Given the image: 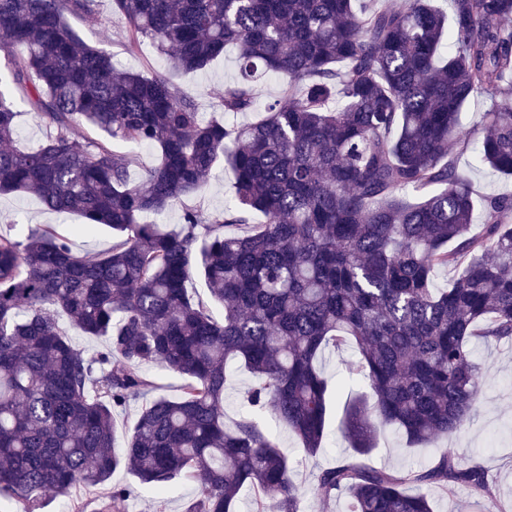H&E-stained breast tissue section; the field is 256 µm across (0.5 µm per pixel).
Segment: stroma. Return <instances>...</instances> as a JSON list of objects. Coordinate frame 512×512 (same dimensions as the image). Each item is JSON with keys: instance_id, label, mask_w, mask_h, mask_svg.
Returning a JSON list of instances; mask_svg holds the SVG:
<instances>
[{"instance_id": "35a3bbf8", "label": "stroma", "mask_w": 512, "mask_h": 512, "mask_svg": "<svg viewBox=\"0 0 512 512\" xmlns=\"http://www.w3.org/2000/svg\"><path fill=\"white\" fill-rule=\"evenodd\" d=\"M73 27L88 45L110 53L119 67L152 75L164 71L165 61L153 48L144 47L142 53H126L123 44L126 28L112 15V0H96L92 16L76 20ZM237 72L236 51L227 48L224 54L204 70L177 77V84L192 94L204 117H212L216 110L215 93ZM235 177L228 164H219L206 186L182 197L165 213L151 215V222L166 228H176L184 208L203 212L223 209L235 194ZM82 219L76 214H59L46 210L39 200L27 193L0 195V231L26 235L41 224H66L73 228L72 247L76 252L88 249L105 251L112 246V232L97 226L88 233L81 232ZM477 357L489 374L481 398L479 413L461 433L449 436L448 447L457 449L463 457L481 461L490 480L496 486L501 502L512 505V342L479 345ZM259 422L277 434L281 448L293 462V482L302 494L304 512H348L349 499L340 496L330 506H323L312 494L315 476L321 469L333 466L336 460L351 455L349 439L341 429L342 408L332 406L327 423L323 450L308 456L297 438L288 429L262 414ZM439 449L435 446L412 449L394 428H379L370 461L391 469L427 467Z\"/></svg>"}]
</instances>
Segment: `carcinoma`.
Segmentation results:
<instances>
[{"instance_id":"obj_1","label":"carcinoma","mask_w":512,"mask_h":512,"mask_svg":"<svg viewBox=\"0 0 512 512\" xmlns=\"http://www.w3.org/2000/svg\"><path fill=\"white\" fill-rule=\"evenodd\" d=\"M94 2L0 0V86L22 89L48 130L18 149L0 89V194L33 193L113 236L78 254L55 224L0 233V497L37 512L46 491L103 487L122 468L156 512L168 483L192 479L186 512H235L244 487L251 512H302L293 463L254 410L317 453L333 397L319 356L353 345L347 382L363 392L342 429L356 457L322 470L314 496L345 494L349 512H433L422 487L496 502L485 468L454 448L420 470L367 455L381 426L421 446L461 431L487 380L477 345L512 340V194L478 196L457 165L470 154L512 175V0H448L447 13L433 0H112L128 51L150 44L172 74L236 48L238 75L216 93L226 115L256 111L257 76L284 78L282 99L240 127L79 40L67 16ZM475 96L490 108L465 129ZM129 143L158 153L138 182ZM222 159L236 185L224 209L186 208L174 230L143 221ZM197 274L208 300L188 291ZM59 313L104 348L86 356ZM230 360L253 382L229 426ZM148 363L181 375L182 395L145 403L119 447L114 415L157 389ZM129 495L113 486L95 512H126Z\"/></svg>"}]
</instances>
